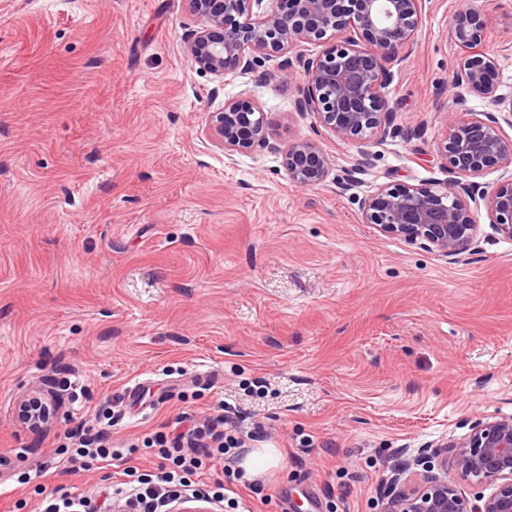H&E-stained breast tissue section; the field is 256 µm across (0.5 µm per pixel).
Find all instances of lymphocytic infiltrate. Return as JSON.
Instances as JSON below:
<instances>
[{
	"label": "lymphocytic infiltrate",
	"mask_w": 512,
	"mask_h": 512,
	"mask_svg": "<svg viewBox=\"0 0 512 512\" xmlns=\"http://www.w3.org/2000/svg\"><path fill=\"white\" fill-rule=\"evenodd\" d=\"M112 414H105L97 429L78 425L70 431L71 462L84 465L112 462L120 468L119 480L104 489L103 499L63 493L45 497L39 512H108L107 505L120 501L126 512H171L180 500L216 504L224 500V484L235 481V472L207 487L205 478L223 465L227 454L242 457L245 444L228 437L229 420L224 415L177 417L171 430L156 431L150 440L158 460L156 473H141L133 466L131 453L112 447L109 433Z\"/></svg>",
	"instance_id": "obj_1"
}]
</instances>
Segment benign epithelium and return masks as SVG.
Here are the masks:
<instances>
[{
  "label": "benign epithelium",
  "instance_id": "7a95c632",
  "mask_svg": "<svg viewBox=\"0 0 512 512\" xmlns=\"http://www.w3.org/2000/svg\"><path fill=\"white\" fill-rule=\"evenodd\" d=\"M199 27L187 40L193 68L222 81L229 74L258 71L271 57L279 70L299 66L295 111L312 113L341 142L384 141L397 134L384 91L391 65L413 52L425 0H185ZM485 22L471 0L454 14L451 40L465 49L482 41ZM324 45L315 59L304 54ZM496 65L484 56L467 58L453 75L463 94L500 106L503 119L482 112H450L439 145L448 180L436 190L412 184L382 185L362 199L363 223L383 236L398 237L444 257L456 258L475 241L476 214L512 240V103L498 94ZM205 136L227 157L258 151L282 152L291 183L318 185L330 171L321 142L300 139L281 148L268 134L264 112L241 96L213 113ZM499 164L500 182L476 181L489 163ZM64 406L54 381L31 386L15 402L28 431H48ZM492 488L468 497L465 488ZM379 512H512V416L473 422L462 440L400 449L380 491Z\"/></svg>",
  "mask_w": 512,
  "mask_h": 512
}]
</instances>
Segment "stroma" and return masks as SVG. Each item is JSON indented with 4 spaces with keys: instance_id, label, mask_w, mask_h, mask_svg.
I'll return each mask as SVG.
<instances>
[{
    "instance_id": "1",
    "label": "stroma",
    "mask_w": 512,
    "mask_h": 512,
    "mask_svg": "<svg viewBox=\"0 0 512 512\" xmlns=\"http://www.w3.org/2000/svg\"><path fill=\"white\" fill-rule=\"evenodd\" d=\"M476 5L510 100L512 0ZM456 7L425 0L385 94L399 135L352 144L295 111L299 76L277 59L271 80L193 69L184 0H0V512L102 486L100 464L18 477L138 380L151 396L122 401L113 443L154 470L144 438L224 405L279 458L242 479L264 484L262 512L311 487L321 512H375L399 449L512 415V241L482 210L474 250L451 260L379 235L359 208L384 184L447 180L448 113L491 109L446 87L469 56L450 38ZM242 94L280 145L320 140L331 178L301 189L281 154L225 157L204 130ZM55 373L79 399L50 432L23 430L15 399Z\"/></svg>"
}]
</instances>
